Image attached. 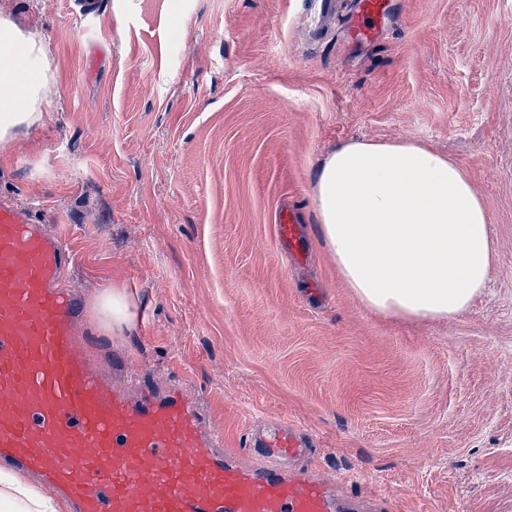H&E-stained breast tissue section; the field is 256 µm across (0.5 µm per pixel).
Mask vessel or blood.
<instances>
[{
  "label": "vessel or blood",
  "mask_w": 512,
  "mask_h": 512,
  "mask_svg": "<svg viewBox=\"0 0 512 512\" xmlns=\"http://www.w3.org/2000/svg\"><path fill=\"white\" fill-rule=\"evenodd\" d=\"M310 4L318 36L336 3ZM388 5L357 0L348 42L374 41ZM278 222L281 242L306 256L292 210ZM64 241L0 201V461L39 475L74 512H342L344 489L317 471L281 468L309 452L294 427L267 428L263 464L244 467L217 452L222 432L205 428L181 390L133 401L112 387L74 342L84 305L60 284L72 261Z\"/></svg>",
  "instance_id": "b4317fda"
}]
</instances>
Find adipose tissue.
<instances>
[{
	"mask_svg": "<svg viewBox=\"0 0 512 512\" xmlns=\"http://www.w3.org/2000/svg\"><path fill=\"white\" fill-rule=\"evenodd\" d=\"M50 61L42 43L0 14V141L39 123ZM321 233L350 288L369 307L409 317L448 318L484 288L493 262L483 202L455 161L413 142L352 141L316 179ZM100 324L132 331L127 293L94 300ZM0 512H59L55 502L0 472Z\"/></svg>",
	"mask_w": 512,
	"mask_h": 512,
	"instance_id": "obj_1",
	"label": "adipose tissue"
}]
</instances>
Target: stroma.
<instances>
[{
	"label": "stroma",
	"mask_w": 512,
	"mask_h": 512,
	"mask_svg": "<svg viewBox=\"0 0 512 512\" xmlns=\"http://www.w3.org/2000/svg\"><path fill=\"white\" fill-rule=\"evenodd\" d=\"M100 2L88 21L78 0H0L52 74L42 121L0 142V199L67 224L85 301L123 288L149 312L121 335L87 313L89 354L124 360L119 386H184L243 460L248 434L297 424L381 512H512V0H390L352 51L351 0L318 41L307 0ZM359 139L466 172L496 249L466 311L383 314L347 285L315 187ZM285 206L305 259L279 241Z\"/></svg>",
	"instance_id": "1"
}]
</instances>
